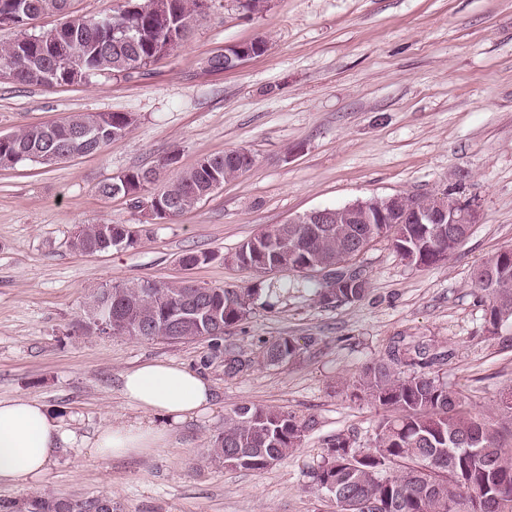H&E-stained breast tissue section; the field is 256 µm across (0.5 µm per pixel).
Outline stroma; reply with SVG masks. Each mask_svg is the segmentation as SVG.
<instances>
[{
	"label": "stroma",
	"instance_id": "obj_1",
	"mask_svg": "<svg viewBox=\"0 0 512 512\" xmlns=\"http://www.w3.org/2000/svg\"><path fill=\"white\" fill-rule=\"evenodd\" d=\"M258 37L269 42L265 53L208 70L225 45ZM78 112H125L136 122L97 154L0 168V399L41 401L89 436L133 416L123 373L163 360L199 373L214 400L164 447L137 457L62 449L40 490L106 495L113 512H329L307 490L308 474L333 436L369 445L382 413L342 383L392 341L442 343L450 357L441 373L480 406L512 386V324L488 335L472 279L475 266L512 244V0H273L256 16L234 0H208L189 39L144 73L72 86L0 81V134ZM238 148L253 166L136 246L72 250L80 225L143 220L129 198L102 197V182L173 153L187 168ZM452 184L478 202L480 220L447 262L409 267L387 242L374 243L357 259L365 298L330 306L316 303L298 274L268 276L281 289L276 306L255 303L224 345L248 356L259 340L288 336L301 347L293 362L230 376L206 341L72 330L93 289L185 277L248 288L256 275L221 257L265 227ZM189 251L218 259L188 270L180 258ZM241 403L282 407L315 426L299 451L262 471L205 462L225 413Z\"/></svg>",
	"mask_w": 512,
	"mask_h": 512
}]
</instances>
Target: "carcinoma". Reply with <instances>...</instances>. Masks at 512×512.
<instances>
[{
    "label": "carcinoma",
    "mask_w": 512,
    "mask_h": 512,
    "mask_svg": "<svg viewBox=\"0 0 512 512\" xmlns=\"http://www.w3.org/2000/svg\"><path fill=\"white\" fill-rule=\"evenodd\" d=\"M154 0H125V9L112 17L115 23L139 29L135 42H115L101 30L100 17L75 15L70 0H0V7L22 3L32 21L47 14H66L58 29L0 45V71L10 81L41 86L26 68L29 55L45 56L46 69L56 68L66 54L83 60L76 70L60 73L68 85L89 81L99 74H140L157 57L154 45L166 42L171 17L152 9ZM178 21L184 41L203 15L197 0H178ZM137 10L130 11L128 6ZM135 119L124 112H80L60 121L23 128L13 133V148L0 144V168L11 167L13 149L46 146L78 158L112 145L108 129L120 126L129 133ZM223 182L241 170L235 150L200 158L190 168L177 169L157 184L160 200L172 202V217L193 210L216 191L212 168ZM152 169H130L99 185L101 196L130 197L144 190ZM150 228L134 231L128 224H87L73 236L71 247L80 254L109 252L118 243L130 248ZM467 232L454 226L448 238L436 236L429 224H272L242 242L223 261L254 272L263 279L282 272L304 275L317 302L329 306L362 300L368 278L356 280L350 262L361 252L356 238L372 234L385 239L406 265L425 267L453 256ZM217 259L210 252H187L180 262L196 267ZM475 286L486 299L485 320L491 325L512 322V246L500 248L474 271ZM260 285L247 289L203 287L185 280H136L97 288L84 302L92 308L108 298L112 303V328L136 340L160 339L189 344L204 339L217 357H224V372L237 374L252 366H278L297 357L299 347L290 337L264 341L256 355L242 359L222 348L224 335L246 319ZM196 307L218 313L221 327L211 336L191 331L182 314ZM449 354L429 344L388 346L351 382L355 396L382 411L372 443L360 448L351 435L338 434L326 442L321 460L310 472L308 489L332 506V512H512V389L499 397L495 408L483 411L460 391L448 385L432 366ZM314 420L275 406L241 404L224 417V430L205 449L207 462L235 470L261 471L298 451ZM108 496L73 500L44 491L27 499L0 504L3 512H112L100 503Z\"/></svg>",
    "instance_id": "cac0c4a2"
}]
</instances>
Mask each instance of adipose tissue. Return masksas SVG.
<instances>
[{
	"label": "adipose tissue",
	"mask_w": 512,
	"mask_h": 512,
	"mask_svg": "<svg viewBox=\"0 0 512 512\" xmlns=\"http://www.w3.org/2000/svg\"><path fill=\"white\" fill-rule=\"evenodd\" d=\"M122 392L135 417L108 424L92 437L64 429V420L32 399H0V486H32L66 447L103 457L138 456L160 447L177 425L208 411L209 384L185 367L148 360L122 376Z\"/></svg>",
	"instance_id": "obj_1"
}]
</instances>
